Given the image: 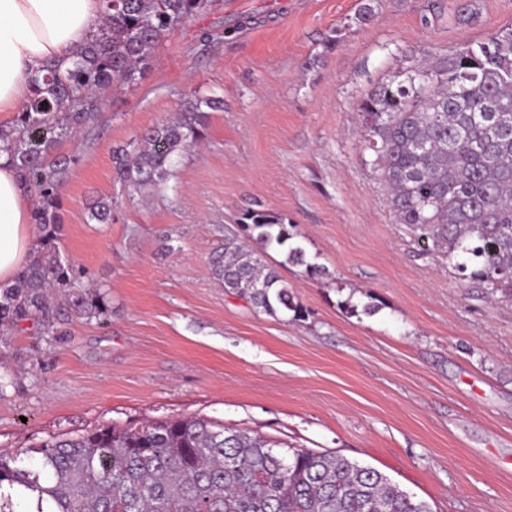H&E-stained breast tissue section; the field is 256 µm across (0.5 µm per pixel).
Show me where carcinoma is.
Wrapping results in <instances>:
<instances>
[{"label":"carcinoma","mask_w":512,"mask_h":512,"mask_svg":"<svg viewBox=\"0 0 512 512\" xmlns=\"http://www.w3.org/2000/svg\"><path fill=\"white\" fill-rule=\"evenodd\" d=\"M215 0H105L98 29L69 66L47 64L11 125L0 126V150L39 194V238L29 263L0 284V336L31 317H49L59 288H70L57 215L69 160L60 141L94 123L103 95L149 69L162 38L211 9ZM219 96L183 102L179 115L144 130L113 155L116 176L161 189L175 161L204 136ZM368 164L381 172L387 203L429 251L448 258L463 279L492 297H512V31L468 43L381 84L359 104ZM107 224L112 198L90 208ZM243 241L231 238L211 257L224 288L269 315L303 311L280 268L304 265L286 218L247 209ZM284 260H267L268 248ZM74 308L103 312L97 291L69 292ZM37 467L0 455V512H16L12 493L35 501L34 512H430L386 475L335 452L290 448L197 417L138 426L102 425L34 447Z\"/></svg>","instance_id":"obj_1"}]
</instances>
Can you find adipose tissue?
<instances>
[{
	"label": "adipose tissue",
	"mask_w": 512,
	"mask_h": 512,
	"mask_svg": "<svg viewBox=\"0 0 512 512\" xmlns=\"http://www.w3.org/2000/svg\"><path fill=\"white\" fill-rule=\"evenodd\" d=\"M103 0H0V112L30 94V79L50 61L69 58L95 29ZM32 204L23 180L0 153V282L28 262Z\"/></svg>",
	"instance_id": "obj_1"
}]
</instances>
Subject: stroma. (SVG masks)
Here are the masks:
<instances>
[{"label":"stroma","instance_id":"1","mask_svg":"<svg viewBox=\"0 0 512 512\" xmlns=\"http://www.w3.org/2000/svg\"><path fill=\"white\" fill-rule=\"evenodd\" d=\"M264 2L217 0L165 36L145 76L59 144L62 253L105 312L57 300L52 327L0 338V454L199 416L370 465L432 512H512V301L397 223L358 112L424 59L511 29L512 0ZM242 5L249 23L224 32ZM213 92L224 106L164 191L118 181L115 148ZM105 196L111 223L89 222ZM248 208L287 217L329 271L283 269L300 319L255 310L212 272Z\"/></svg>","mask_w":512,"mask_h":512}]
</instances>
